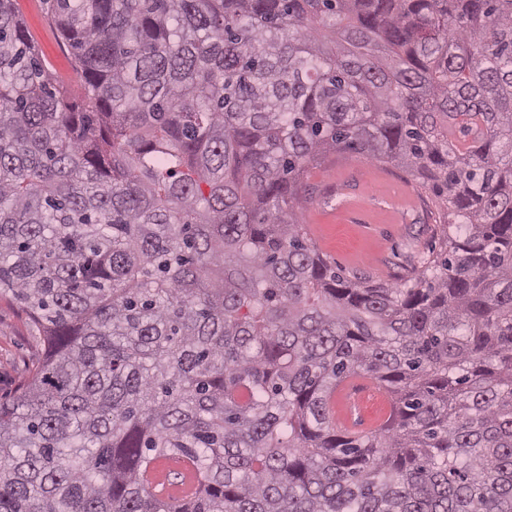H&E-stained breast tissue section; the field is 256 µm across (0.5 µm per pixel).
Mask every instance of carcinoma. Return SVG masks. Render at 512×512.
Returning a JSON list of instances; mask_svg holds the SVG:
<instances>
[{"instance_id":"obj_1","label":"carcinoma","mask_w":512,"mask_h":512,"mask_svg":"<svg viewBox=\"0 0 512 512\" xmlns=\"http://www.w3.org/2000/svg\"><path fill=\"white\" fill-rule=\"evenodd\" d=\"M44 2L84 92L0 0V297L46 349L0 512H512V0ZM336 152L444 201L414 286L308 243ZM362 373L392 413L339 435Z\"/></svg>"}]
</instances>
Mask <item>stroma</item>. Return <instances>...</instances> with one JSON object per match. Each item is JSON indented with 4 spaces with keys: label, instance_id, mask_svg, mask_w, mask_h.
I'll return each instance as SVG.
<instances>
[{
    "label": "stroma",
    "instance_id": "1",
    "mask_svg": "<svg viewBox=\"0 0 512 512\" xmlns=\"http://www.w3.org/2000/svg\"><path fill=\"white\" fill-rule=\"evenodd\" d=\"M20 15L39 56L67 84L72 96L81 80L72 51L50 23L39 0H17ZM303 183L309 200L300 213L308 239L346 276L374 284H402L422 266L442 227L432 213L437 198L400 168L360 155L330 154L309 167ZM43 356L19 306L0 299V397L26 381Z\"/></svg>",
    "mask_w": 512,
    "mask_h": 512
}]
</instances>
